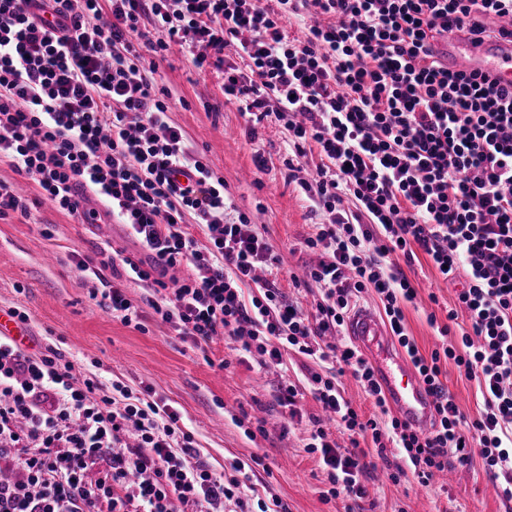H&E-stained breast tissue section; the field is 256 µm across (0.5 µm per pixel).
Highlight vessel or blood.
Segmentation results:
<instances>
[{
  "mask_svg": "<svg viewBox=\"0 0 512 512\" xmlns=\"http://www.w3.org/2000/svg\"><path fill=\"white\" fill-rule=\"evenodd\" d=\"M430 48L449 71H483L501 86H512V43L477 46L454 30L432 41ZM347 333L373 353L377 378L401 419L416 428L428 426L434 414L433 399L408 361L392 350L388 331L377 314L369 308L356 309L348 320Z\"/></svg>",
  "mask_w": 512,
  "mask_h": 512,
  "instance_id": "1",
  "label": "vessel or blood"
}]
</instances>
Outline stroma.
<instances>
[{"mask_svg": "<svg viewBox=\"0 0 512 512\" xmlns=\"http://www.w3.org/2000/svg\"><path fill=\"white\" fill-rule=\"evenodd\" d=\"M190 58L189 52L177 50L159 67V85L180 100L170 120L223 176L236 205L254 213L263 235L282 257L280 288L297 297L290 276L314 263L317 255L304 246L315 232L305 196L297 183L287 180L280 160L288 132L272 125L249 140L237 104L224 100L223 66L210 65L200 72ZM258 150L271 159L263 175L252 161ZM0 182L31 201L29 216L12 212L0 217V308L26 313L28 353L56 348L80 372L94 373L104 391L119 381L175 407L213 470L228 474L235 462L260 458L250 484L262 499L279 498L288 512H344L341 502L323 500L327 471L317 455L305 450L311 433L308 418L318 415L317 403L304 395L298 401L302 420L288 423L272 398L281 378L302 383L309 372H324V364L292 352L285 369L263 371L231 339L200 349L149 313L142 328L125 325L97 306L94 295L101 284L76 262L94 258L104 244L144 257L128 228L104 213L91 195L85 196L83 207L97 212V223L86 224L58 211L40 199L32 180L5 162L0 163ZM402 269L418 288L415 304L405 309L406 328L427 354L438 343L427 316L433 313L445 321L455 292L426 255L403 263ZM432 293L438 304L430 303ZM222 360L228 361L227 369H219ZM259 425L264 433H256ZM494 487L478 461L436 474L424 486L414 481L396 485L382 476L367 483L354 512H512V502L502 501Z\"/></svg>", "mask_w": 512, "mask_h": 512, "instance_id": "obj_1", "label": "stroma"}]
</instances>
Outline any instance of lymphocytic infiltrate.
Instances as JSON below:
<instances>
[{"label": "lymphocytic infiltrate", "mask_w": 512, "mask_h": 512, "mask_svg": "<svg viewBox=\"0 0 512 512\" xmlns=\"http://www.w3.org/2000/svg\"><path fill=\"white\" fill-rule=\"evenodd\" d=\"M293 19L303 35L289 33ZM454 29L511 43L512 0H0V161L59 211L93 221L89 189L127 224L147 259L116 250L78 262L102 285L99 307L124 324L140 326L148 308L194 345L240 341L263 367L292 352L326 364L306 385L280 381L274 399L294 418L310 393L347 433L336 446L323 417L312 420L306 448L328 471L327 501L363 498L377 468L368 441L380 455L400 449L394 484L478 458L512 500V89L433 56L429 40ZM184 45L199 71L235 46L226 101L249 135L264 123L288 130L283 164L318 220L304 245L319 260L292 279L315 289L310 306L287 298L273 245L248 214L229 217L223 177L168 120L158 63ZM420 253L457 297L446 323L428 314L440 344L427 355L407 332L418 292L395 260ZM184 265L191 275L175 277ZM122 278L150 296L128 298ZM247 286L258 296L245 299ZM364 292L435 399L428 428L391 414L370 361L336 339ZM462 315L469 326L452 335ZM451 363L479 386L476 416L444 382ZM347 375L375 414L343 397ZM234 470L201 460L175 409L117 382L104 393L56 350L33 355L0 337V512H224L230 500L239 512H288L277 498H243L245 463Z\"/></svg>", "instance_id": "f902f5d3"}]
</instances>
